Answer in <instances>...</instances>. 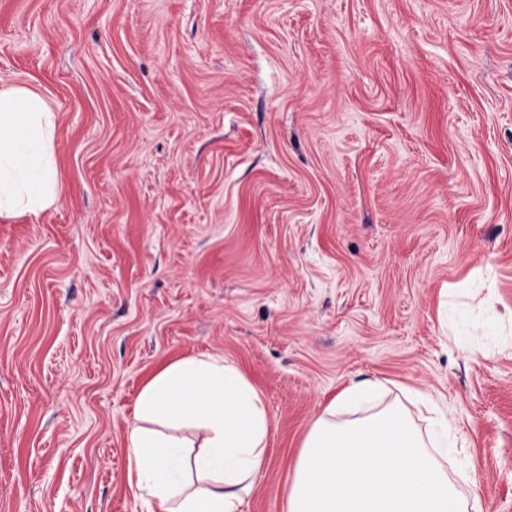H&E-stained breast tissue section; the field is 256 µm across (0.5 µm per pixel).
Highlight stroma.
Returning a JSON list of instances; mask_svg holds the SVG:
<instances>
[{
	"instance_id": "obj_1",
	"label": "stroma",
	"mask_w": 512,
	"mask_h": 512,
	"mask_svg": "<svg viewBox=\"0 0 512 512\" xmlns=\"http://www.w3.org/2000/svg\"><path fill=\"white\" fill-rule=\"evenodd\" d=\"M58 114L56 205L0 222V512H147L136 397L235 363L284 512L351 382L420 391L512 512V0H0V86Z\"/></svg>"
}]
</instances>
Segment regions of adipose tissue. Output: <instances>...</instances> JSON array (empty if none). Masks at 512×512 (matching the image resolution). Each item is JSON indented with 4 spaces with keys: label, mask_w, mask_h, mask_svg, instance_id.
<instances>
[{
    "label": "adipose tissue",
    "mask_w": 512,
    "mask_h": 512,
    "mask_svg": "<svg viewBox=\"0 0 512 512\" xmlns=\"http://www.w3.org/2000/svg\"><path fill=\"white\" fill-rule=\"evenodd\" d=\"M57 114L37 92L0 87V220L39 215L60 192ZM382 383L354 382L307 434L284 512H480L449 479L456 448L430 396L409 410L389 406L356 417ZM265 400L233 363L203 354L171 361L141 388L129 428L128 476L147 512H240L266 462Z\"/></svg>",
    "instance_id": "ef3b65f1"
}]
</instances>
